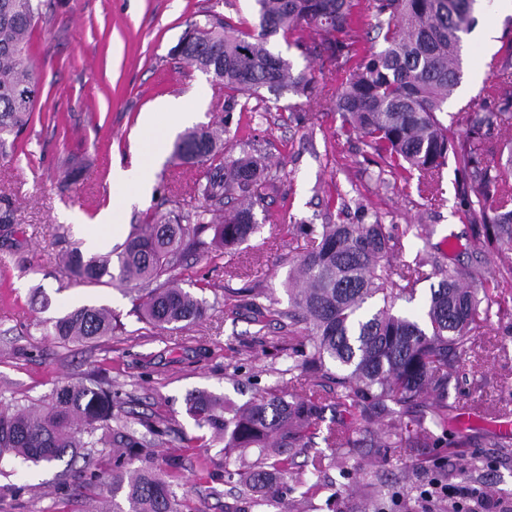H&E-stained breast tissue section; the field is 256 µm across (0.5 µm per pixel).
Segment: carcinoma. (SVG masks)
Instances as JSON below:
<instances>
[{
  "label": "carcinoma",
  "mask_w": 512,
  "mask_h": 512,
  "mask_svg": "<svg viewBox=\"0 0 512 512\" xmlns=\"http://www.w3.org/2000/svg\"><path fill=\"white\" fill-rule=\"evenodd\" d=\"M476 2L372 0L374 23L368 25L360 0H255L254 28L236 30L211 11L176 48L182 60L224 85L226 111H246L264 89L308 88L306 72L294 71L269 43L279 35L309 55L294 36L301 23L315 24L324 33L318 55L339 76L330 102L341 132L361 139L382 161L381 172L405 181L417 177L418 191L435 202L442 201L443 170L454 161L464 214L477 225L473 246L499 257L512 251V99L500 91L512 80V16L488 64L493 80L480 102L461 108L448 124L443 117L461 82V46L475 25ZM39 19L36 0H0V154L15 146L36 108L31 51ZM376 41L382 42L379 50ZM456 126L466 128L464 138L455 136ZM173 156L200 169L193 195L214 204L227 195L236 200L216 230L210 250L215 263L224 247L246 242L259 228L254 206L272 187L265 158L245 148L237 157L225 153L224 139L209 127L180 135ZM208 214L209 208L199 206L156 215L111 253L86 258L75 247L66 264L83 284L124 289L148 325L178 329L196 323L207 307L178 285L172 271L204 245ZM296 228L313 245L289 273L288 309L277 308L263 288L241 295L237 304L252 310L257 323L269 316L286 319L288 334L301 335L288 354V390L270 386L241 406L207 391L186 399L197 427L224 443V467L212 479L235 480L257 493L255 507L278 504L283 490L277 477L288 473L289 456L309 451L308 430L323 421L328 406L350 418L327 428L329 448L368 441L375 418L389 419L385 448L424 446L436 433H448V389L457 365L490 320L492 307L512 288V263L478 288L470 270L450 268L420 316L396 315L398 302L413 301L415 285L429 277L425 267L437 262L423 256L394 269L389 255L397 241L377 220ZM116 326L111 310L82 306L53 320L52 335L64 343H93L111 336ZM110 421L112 390L94 380L64 383L39 405L0 408V458L43 467L81 460L77 486L112 494V512H186V498L172 483L183 455L174 453L158 467L145 436L125 425L110 430ZM101 444L112 446L105 475L85 453ZM248 449L256 460L230 469V457ZM327 485L322 458L314 456L310 469L295 475L291 490L301 505Z\"/></svg>",
  "instance_id": "obj_1"
}]
</instances>
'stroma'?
<instances>
[{
    "label": "stroma",
    "instance_id": "35a3bbf8",
    "mask_svg": "<svg viewBox=\"0 0 512 512\" xmlns=\"http://www.w3.org/2000/svg\"><path fill=\"white\" fill-rule=\"evenodd\" d=\"M42 2L33 35L38 104L16 154L0 157V215L12 220L11 236L0 238V397L38 403L61 383L102 375L118 392L115 414L131 428L163 420L167 432L156 441V458L182 449L178 491L197 512H245L249 497L240 488L225 484L220 495L209 494L207 468L223 463L224 456L215 446L186 447L201 431L186 412L185 398L199 390L242 404L266 387L287 386V329L273 321L259 327L251 312L232 309L225 299L241 288H264L287 308L283 284L310 246L297 225L337 222L329 200L341 191L398 235L394 264L425 250L440 266L465 267L486 278L498 267L469 250L472 225L455 197V165L445 168L444 201L435 204L419 195L415 182L381 174L380 159L341 134L332 108H315L306 95L288 90L251 100L250 111L228 113L223 85L172 55L187 26L210 9L237 28L254 25V0ZM510 15L512 0H481L477 24L492 29L493 37H464V76L448 101L449 112L478 99ZM170 99L189 103L193 126L226 125L224 144L232 154L247 148L265 157L276 189L255 205L260 229L247 242L226 248L220 263L201 251L177 267L182 287L205 302V320L161 330L141 323L120 290L76 282L58 257L84 246L88 227L100 215L128 234L151 215L183 206L198 168L173 158L175 136L156 144L139 130L141 114ZM154 145L160 159L142 169L140 156ZM116 165L128 171V179L113 181ZM410 224L423 226L422 237L406 233ZM203 280L207 288L197 290ZM82 305L111 309L120 321L115 333L98 344L68 345L47 335L52 319ZM449 400L472 407L473 415L449 425L448 445L366 443L354 449L348 479L328 468L338 487L319 490L309 512H360L370 482L378 478L401 493L392 512H439L438 502L418 493L438 459L449 487L462 492L472 486L512 506V456L496 446L500 423L512 420V298L460 361ZM476 456L490 457L491 466L461 480V469ZM57 473L16 459L0 461V485L24 489L19 497L0 498V512H101L97 490L62 495Z\"/></svg>",
    "mask_w": 512,
    "mask_h": 512
}]
</instances>
